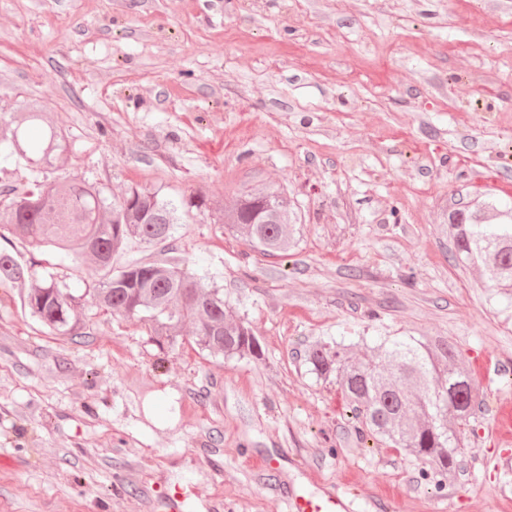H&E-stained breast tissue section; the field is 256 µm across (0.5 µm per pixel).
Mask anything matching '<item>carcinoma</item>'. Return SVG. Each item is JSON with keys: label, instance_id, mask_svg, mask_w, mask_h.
Instances as JSON below:
<instances>
[{"label": "carcinoma", "instance_id": "1", "mask_svg": "<svg viewBox=\"0 0 512 512\" xmlns=\"http://www.w3.org/2000/svg\"><path fill=\"white\" fill-rule=\"evenodd\" d=\"M22 122L0 123V148L29 163L37 160L57 170L70 160L63 129L46 126L36 99L23 100ZM206 214L225 224L267 256L295 245L300 208L284 186L258 189L242 185L229 204L191 194L174 203L161 190L131 186L109 198L94 184L63 178L33 180L26 188L0 190V229L36 250H52L81 271L94 258L93 285L76 295L49 271L39 272L0 249V286L29 284L19 294L21 306L48 334L82 335L75 313L85 296L99 308L150 324L170 338L189 324L196 345L211 355L255 358L262 355L256 336L232 320L224 292L207 287L173 258L114 265V256L130 241L148 247L165 242L174 225ZM455 258L484 270L495 288L512 291V210L493 199L451 214ZM378 357L352 359V347L338 342L310 346L306 361L320 377H336L344 399L359 420V434L403 448L442 476L455 472L461 445L454 423L467 420L477 394L457 366L458 351L445 337L385 338L374 347Z\"/></svg>", "mask_w": 512, "mask_h": 512}]
</instances>
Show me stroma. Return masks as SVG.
Wrapping results in <instances>:
<instances>
[{
	"label": "stroma",
	"mask_w": 512,
	"mask_h": 512,
	"mask_svg": "<svg viewBox=\"0 0 512 512\" xmlns=\"http://www.w3.org/2000/svg\"><path fill=\"white\" fill-rule=\"evenodd\" d=\"M27 98L106 196L281 184L303 222L284 257L206 219L116 257L180 258L258 360L89 303L84 336H51L0 286V512H168L178 490L192 512H287L299 487L353 512H512V297L454 261L445 222L512 208V0H0V118ZM34 259L76 292L91 277ZM386 336L447 337L477 389L452 478L362 440L305 361Z\"/></svg>",
	"instance_id": "obj_1"
}]
</instances>
